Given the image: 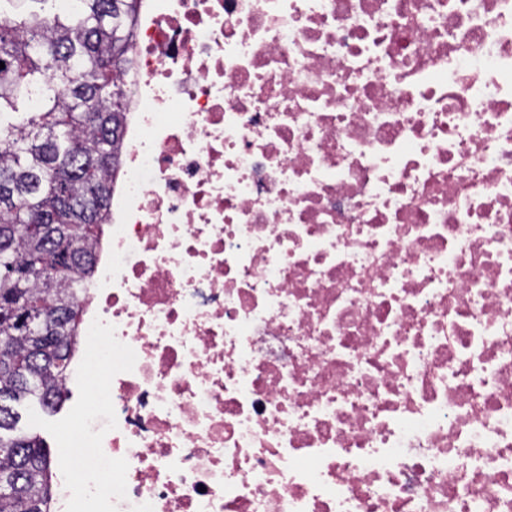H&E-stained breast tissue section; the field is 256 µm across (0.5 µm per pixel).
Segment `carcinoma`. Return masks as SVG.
<instances>
[{
    "instance_id": "1",
    "label": "carcinoma",
    "mask_w": 512,
    "mask_h": 512,
    "mask_svg": "<svg viewBox=\"0 0 512 512\" xmlns=\"http://www.w3.org/2000/svg\"><path fill=\"white\" fill-rule=\"evenodd\" d=\"M0 0V512H50L51 451L11 407L64 397L71 327L66 281L94 265L125 119L138 0ZM63 244L66 269H33Z\"/></svg>"
}]
</instances>
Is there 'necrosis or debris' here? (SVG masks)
Segmentation results:
<instances>
[{
  "label": "necrosis or debris",
  "mask_w": 512,
  "mask_h": 512,
  "mask_svg": "<svg viewBox=\"0 0 512 512\" xmlns=\"http://www.w3.org/2000/svg\"><path fill=\"white\" fill-rule=\"evenodd\" d=\"M54 512H512V0H139Z\"/></svg>",
  "instance_id": "4bbe7bcc"
}]
</instances>
